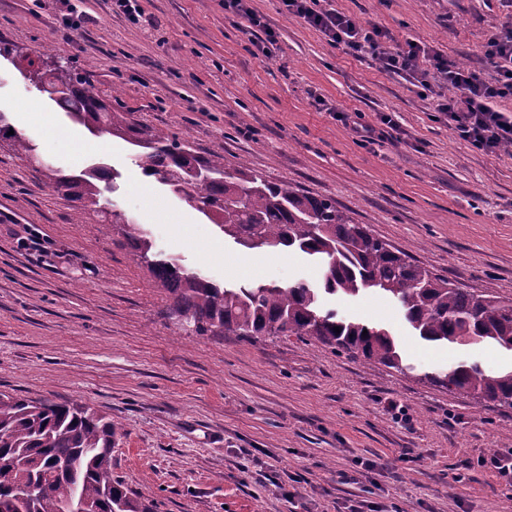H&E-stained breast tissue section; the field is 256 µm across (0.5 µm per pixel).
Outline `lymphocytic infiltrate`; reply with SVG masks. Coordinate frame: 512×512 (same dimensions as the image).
<instances>
[{
    "label": "lymphocytic infiltrate",
    "instance_id": "obj_1",
    "mask_svg": "<svg viewBox=\"0 0 512 512\" xmlns=\"http://www.w3.org/2000/svg\"><path fill=\"white\" fill-rule=\"evenodd\" d=\"M279 2L282 14L299 18L331 45L345 46L359 58H372L384 71L422 88H429L434 79L451 88V95L440 97L436 109L447 113L449 128L476 149L496 153L512 143V114L497 107L499 101L512 98L511 25L492 32L486 41L484 59L495 71L494 78L488 80L476 70L443 58L434 46L422 41L389 52L382 28L360 24L349 14L325 8L321 0ZM224 12L240 20L258 54L269 56L276 32L251 0H224Z\"/></svg>",
    "mask_w": 512,
    "mask_h": 512
}]
</instances>
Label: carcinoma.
Here are the masks:
<instances>
[{"instance_id": "obj_1", "label": "carcinoma", "mask_w": 512, "mask_h": 512, "mask_svg": "<svg viewBox=\"0 0 512 512\" xmlns=\"http://www.w3.org/2000/svg\"><path fill=\"white\" fill-rule=\"evenodd\" d=\"M39 91L73 121L95 135L119 137L139 151L141 170L185 200L224 236L246 249L281 246L322 262L320 287L297 283L248 284L233 288L186 269L174 257L154 252L148 234L136 228L130 247L169 293V317L198 336L232 334L296 336L402 371L403 353L385 328L346 320L320 307V295L355 296L373 290L396 302L423 340L433 343H492L512 351V304L476 295L351 222L333 202L286 184L268 181L246 162L229 164L221 154L200 155L176 135L135 123L106 104L80 73L55 68L34 71ZM0 114V140L17 153L36 156L32 141ZM45 184L78 202L81 213L105 224L131 225L125 213L107 208L106 193L117 179L104 168L65 175L46 165ZM340 332H334V327ZM367 335H362V332ZM431 383L512 409V370L487 373L460 362L448 372L426 374ZM118 424L89 407L0 395V512H153V502L129 490L112 474Z\"/></svg>"}]
</instances>
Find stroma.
Returning <instances> with one entry per match:
<instances>
[{"mask_svg": "<svg viewBox=\"0 0 512 512\" xmlns=\"http://www.w3.org/2000/svg\"><path fill=\"white\" fill-rule=\"evenodd\" d=\"M390 34L389 50L422 40L491 77L489 34L512 22V0H327ZM278 34L271 57L224 17V0H141L154 27L113 12L112 0H0V112L38 148L37 160L0 141V394L74 401L122 430L112 472L157 512H512V488L476 467L512 448V409L421 380L478 362L512 367V353L414 336L400 308L363 292L324 307L390 331L410 373L296 337L254 342L196 336L168 318V292L119 228L78 218L77 203L44 183L42 163L66 174L103 165L118 174L110 199L151 237L218 284L252 283L235 270L244 247L175 196L134 184L130 146L100 138L21 73L66 65L141 124L185 137L200 154L245 160L268 180L335 202L352 223L476 294L512 303V154L458 138L424 91L371 59L330 45L278 0H253ZM85 13L67 28L69 10ZM336 106L316 111L314 96ZM37 102L85 148L54 144L23 122ZM375 126L361 143L344 114ZM400 128L391 137L379 120ZM46 253L17 247L29 229ZM262 281L318 284L299 252L272 261ZM374 461L361 473L359 462ZM357 474L345 483L344 474Z\"/></svg>", "mask_w": 512, "mask_h": 512, "instance_id": "1", "label": "stroma"}]
</instances>
